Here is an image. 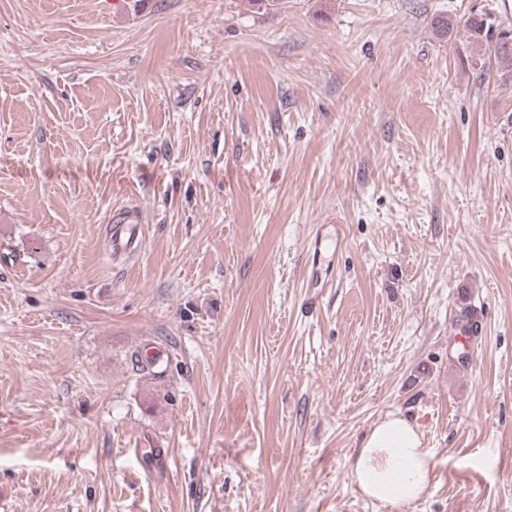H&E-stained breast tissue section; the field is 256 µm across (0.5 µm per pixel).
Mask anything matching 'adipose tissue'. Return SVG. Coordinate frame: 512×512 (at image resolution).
<instances>
[{
	"label": "adipose tissue",
	"mask_w": 512,
	"mask_h": 512,
	"mask_svg": "<svg viewBox=\"0 0 512 512\" xmlns=\"http://www.w3.org/2000/svg\"><path fill=\"white\" fill-rule=\"evenodd\" d=\"M435 453L408 417L391 414L365 433L350 460L352 478L368 499L404 512L427 491Z\"/></svg>",
	"instance_id": "ef3b65f1"
}]
</instances>
